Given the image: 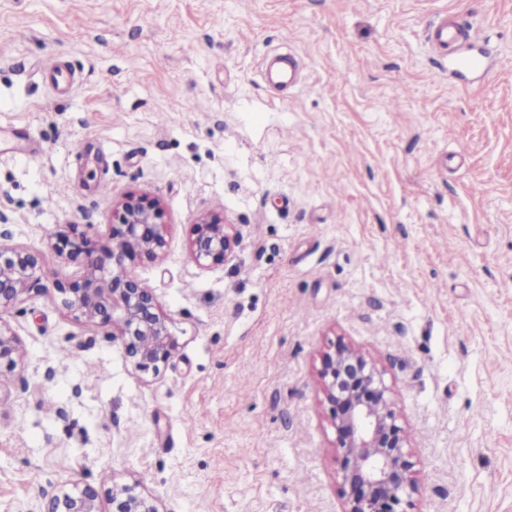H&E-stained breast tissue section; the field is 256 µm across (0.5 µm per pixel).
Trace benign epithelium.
Returning <instances> with one entry per match:
<instances>
[{"mask_svg": "<svg viewBox=\"0 0 512 512\" xmlns=\"http://www.w3.org/2000/svg\"><path fill=\"white\" fill-rule=\"evenodd\" d=\"M164 215L158 198L130 192L112 207L106 241L92 238L78 224L64 225L50 248L71 261L81 257L83 263L71 279L51 284L41 252L0 245V310L53 291L75 319L112 329V338L120 341L137 371L159 374L177 343L157 297L133 274L132 266L165 253ZM236 245L237 237L220 212L207 213L190 225L188 251L199 267L226 262ZM22 358L16 335L0 327V369L11 371ZM319 377L336 434L342 512H401V504L411 503L419 486L383 371L339 341L322 355ZM110 501L111 512H157L150 500L128 486H114ZM49 512H100L98 494L91 487L63 489Z\"/></svg>", "mask_w": 512, "mask_h": 512, "instance_id": "benign-epithelium-1", "label": "benign epithelium"}]
</instances>
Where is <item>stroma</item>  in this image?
Masks as SVG:
<instances>
[{
  "instance_id": "35a3bbf8",
  "label": "stroma",
  "mask_w": 512,
  "mask_h": 512,
  "mask_svg": "<svg viewBox=\"0 0 512 512\" xmlns=\"http://www.w3.org/2000/svg\"><path fill=\"white\" fill-rule=\"evenodd\" d=\"M486 39L487 74L436 64L434 13ZM297 57L278 92L268 56ZM60 59L63 94L40 76ZM161 199L134 267L178 347L137 372L50 295L0 311V512L131 485L159 512H342L319 389L336 341L377 360L411 441L407 512H512V0H0V242L106 239ZM222 210L221 265L190 259ZM224 215L210 212L191 224L188 237V251L192 261L205 268L224 264L233 254L237 237L230 230L231 224H224ZM23 358V351L16 335L0 325V372L13 370Z\"/></svg>"
}]
</instances>
